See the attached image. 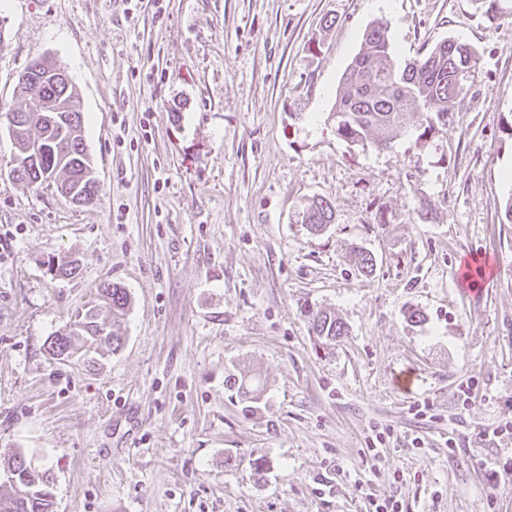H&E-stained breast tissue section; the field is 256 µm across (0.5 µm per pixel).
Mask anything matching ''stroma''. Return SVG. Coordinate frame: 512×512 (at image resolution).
<instances>
[{"label":"stroma","instance_id":"stroma-1","mask_svg":"<svg viewBox=\"0 0 512 512\" xmlns=\"http://www.w3.org/2000/svg\"><path fill=\"white\" fill-rule=\"evenodd\" d=\"M1 16L0 483L20 453L56 512H512V434H492L512 421L511 7L0 0ZM378 21L397 61L448 38L479 61L451 122L362 149L332 110ZM40 57L78 93L92 205L11 175L4 112ZM317 198L335 206L320 233L302 222ZM476 255L493 273L461 280ZM70 258L79 275L55 277ZM105 282L131 296L122 350L52 359L47 338ZM317 310L346 336L316 344Z\"/></svg>","mask_w":512,"mask_h":512}]
</instances>
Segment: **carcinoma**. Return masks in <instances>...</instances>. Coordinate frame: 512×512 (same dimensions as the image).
I'll return each mask as SVG.
<instances>
[{
  "label": "carcinoma",
  "instance_id": "carcinoma-1",
  "mask_svg": "<svg viewBox=\"0 0 512 512\" xmlns=\"http://www.w3.org/2000/svg\"><path fill=\"white\" fill-rule=\"evenodd\" d=\"M474 47L446 39L427 53L402 64L395 61L387 27L377 22L363 35L360 51L349 64L336 97V133L351 145L386 147L396 138L415 132L427 136L433 120L448 121L462 100L467 83L477 66ZM53 74L42 80V97L60 102L61 117L53 129L39 124L25 106L10 110L7 119L25 124L29 139L38 149L25 152L27 140L16 143L18 157L11 170L13 177L38 187L47 180L61 183L73 196L95 201L97 186L83 179L84 167L91 164L82 138L83 114L73 85L54 75L56 66L46 63ZM335 220V207L325 199L313 200L304 212V223L320 232ZM358 271L371 275L373 256L355 251ZM102 302L77 313L64 332L51 337L46 346L53 358L64 361L76 354L75 342L92 340L112 353L119 352L125 338L114 325L127 313L131 298L127 290L105 282L98 288ZM309 332L322 344L333 343L346 335L345 324L327 311L312 314ZM10 491L0 492V512H55L53 486L48 477L32 470L23 456L13 458L7 470Z\"/></svg>",
  "mask_w": 512,
  "mask_h": 512
}]
</instances>
